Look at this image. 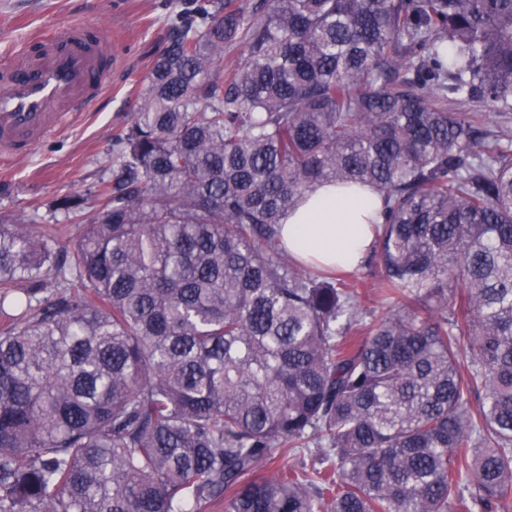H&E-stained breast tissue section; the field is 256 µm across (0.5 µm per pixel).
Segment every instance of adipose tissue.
Segmentation results:
<instances>
[{
  "label": "adipose tissue",
  "mask_w": 512,
  "mask_h": 512,
  "mask_svg": "<svg viewBox=\"0 0 512 512\" xmlns=\"http://www.w3.org/2000/svg\"><path fill=\"white\" fill-rule=\"evenodd\" d=\"M380 208L373 190L319 185L283 220L282 241L308 264L357 265L373 244Z\"/></svg>",
  "instance_id": "1"
}]
</instances>
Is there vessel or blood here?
Masks as SVG:
<instances>
[{
    "label": "vessel or blood",
    "mask_w": 512,
    "mask_h": 512,
    "mask_svg": "<svg viewBox=\"0 0 512 512\" xmlns=\"http://www.w3.org/2000/svg\"><path fill=\"white\" fill-rule=\"evenodd\" d=\"M112 43L94 23L66 24L0 64V157L29 150L87 111L112 76Z\"/></svg>",
    "instance_id": "1"
}]
</instances>
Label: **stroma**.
Here are the masks:
<instances>
[{"label":"stroma","instance_id":"stroma-1","mask_svg":"<svg viewBox=\"0 0 512 512\" xmlns=\"http://www.w3.org/2000/svg\"><path fill=\"white\" fill-rule=\"evenodd\" d=\"M177 0H0V54L81 18L111 38L112 79L94 108L0 165V213L25 214L34 229L66 223L50 203L88 194L112 176V143L129 124L152 62L165 45Z\"/></svg>","mask_w":512,"mask_h":512}]
</instances>
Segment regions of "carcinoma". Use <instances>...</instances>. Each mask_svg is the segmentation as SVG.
I'll use <instances>...</instances> for the list:
<instances>
[{
	"instance_id": "1",
	"label": "carcinoma",
	"mask_w": 512,
	"mask_h": 512,
	"mask_svg": "<svg viewBox=\"0 0 512 512\" xmlns=\"http://www.w3.org/2000/svg\"><path fill=\"white\" fill-rule=\"evenodd\" d=\"M169 23L73 248L0 214V512L508 508L512 0ZM320 182L380 197L378 320L282 246Z\"/></svg>"
}]
</instances>
